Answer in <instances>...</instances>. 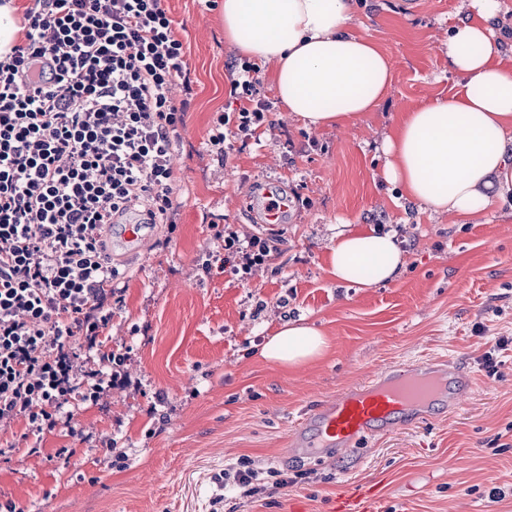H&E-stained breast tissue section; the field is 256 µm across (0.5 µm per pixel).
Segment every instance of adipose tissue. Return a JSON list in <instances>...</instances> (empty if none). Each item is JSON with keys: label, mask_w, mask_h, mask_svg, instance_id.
<instances>
[{"label": "adipose tissue", "mask_w": 512, "mask_h": 512, "mask_svg": "<svg viewBox=\"0 0 512 512\" xmlns=\"http://www.w3.org/2000/svg\"><path fill=\"white\" fill-rule=\"evenodd\" d=\"M476 20L448 32V65L462 80L448 98L405 112L386 138L385 177L407 198L460 216L483 212L492 190L512 192V68L493 24L500 0H471ZM350 0H223L225 39L273 67L287 111L312 127L341 125L379 108L391 85L389 59L351 29ZM405 264L395 235L377 229L339 236L337 281L386 284ZM312 325L287 323L259 349L264 361L296 367L323 355Z\"/></svg>", "instance_id": "adipose-tissue-1"}]
</instances>
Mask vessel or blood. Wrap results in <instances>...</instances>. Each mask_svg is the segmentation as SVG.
Instances as JSON below:
<instances>
[{"label":"vessel or blood","instance_id":"vessel-or-blood-1","mask_svg":"<svg viewBox=\"0 0 512 512\" xmlns=\"http://www.w3.org/2000/svg\"><path fill=\"white\" fill-rule=\"evenodd\" d=\"M471 373L444 360L419 359L382 367L369 381L316 404L294 429L292 448H349L358 439L392 434L418 425L435 405L457 409L474 391ZM375 486L339 494L331 512H372Z\"/></svg>","mask_w":512,"mask_h":512}]
</instances>
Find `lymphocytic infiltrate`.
Here are the masks:
<instances>
[{"instance_id":"1","label":"lymphocytic infiltrate","mask_w":512,"mask_h":512,"mask_svg":"<svg viewBox=\"0 0 512 512\" xmlns=\"http://www.w3.org/2000/svg\"><path fill=\"white\" fill-rule=\"evenodd\" d=\"M22 35L0 54V425L39 435L65 405L125 384L124 355L101 335L122 307L108 229L176 226L173 148L189 108L183 41L164 0H30ZM244 101L219 114L207 146L224 157V128L253 138L272 104L259 69L227 64ZM224 262L246 274L270 258L259 239L223 225ZM100 363L78 366V347Z\"/></svg>"}]
</instances>
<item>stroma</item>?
<instances>
[{"label":"stroma","mask_w":512,"mask_h":512,"mask_svg":"<svg viewBox=\"0 0 512 512\" xmlns=\"http://www.w3.org/2000/svg\"><path fill=\"white\" fill-rule=\"evenodd\" d=\"M352 28L389 58L392 85L381 107L355 122L311 128L285 112L260 64L269 126L245 142L234 125L217 159L206 142L217 112H234L219 9L165 0L186 48L192 97L173 160L176 231L149 225L136 255L109 252L125 302L103 335L126 354L129 385L75 403L70 425L25 436L23 421L0 429L17 453L0 460V505L21 512H329L342 492L378 485L375 512H512V195L476 217L437 213L384 176L385 137L400 116L447 97L448 30L471 18L470 0H352ZM273 182L297 211L262 224L249 184ZM259 237L271 258L246 276L222 267L219 225ZM395 232L407 265L389 284H338L331 248L340 233ZM211 261L203 272V261ZM320 328L325 354L295 368L256 357L288 321ZM499 362L496 376L481 365ZM463 363L475 390L455 413L434 407L424 425L381 435L354 453L290 451L288 436L316 401L379 368L417 359ZM68 466L52 461L58 449ZM250 460L266 491L240 497L224 471ZM287 485L276 486L274 473ZM505 496L491 499L492 488Z\"/></svg>","instance_id":"stroma-1"}]
</instances>
